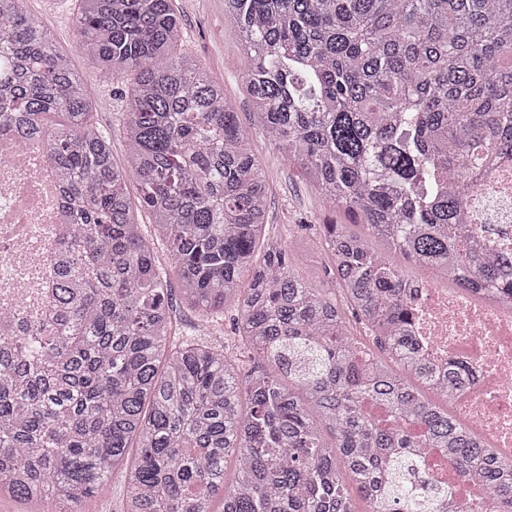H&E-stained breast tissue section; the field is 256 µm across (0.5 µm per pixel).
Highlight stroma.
Here are the masks:
<instances>
[{
  "label": "stroma",
  "mask_w": 512,
  "mask_h": 512,
  "mask_svg": "<svg viewBox=\"0 0 512 512\" xmlns=\"http://www.w3.org/2000/svg\"><path fill=\"white\" fill-rule=\"evenodd\" d=\"M27 10L38 15L57 45L69 52L94 98L112 99L129 86V79L108 80L74 51L73 17L78 0H26ZM175 9L183 23L181 51L202 63L212 78L223 84L233 101L239 121L250 134L254 153L261 160L268 180V229L290 246L299 276L308 282L327 280L331 260L316 231L318 224L333 221L351 223L347 213L330 208L322 196L312 190L302 173L268 141L254 120L252 104L243 78V54L237 31L224 13V0H175ZM308 224L305 237H298V224Z\"/></svg>",
  "instance_id": "35a3bbf8"
}]
</instances>
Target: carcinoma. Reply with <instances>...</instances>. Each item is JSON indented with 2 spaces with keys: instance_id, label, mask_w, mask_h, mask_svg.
I'll use <instances>...</instances> for the list:
<instances>
[{
  "instance_id": "cac0c4a2",
  "label": "carcinoma",
  "mask_w": 512,
  "mask_h": 512,
  "mask_svg": "<svg viewBox=\"0 0 512 512\" xmlns=\"http://www.w3.org/2000/svg\"><path fill=\"white\" fill-rule=\"evenodd\" d=\"M80 2L88 64L134 75L117 129L95 124L38 17L0 0V126L47 141L77 217L53 325L0 337V499L76 512L122 471L120 512H214L218 493L223 512H355L352 484L373 512H449L448 486L416 480L436 457L512 512V461L445 409L470 370L427 364L386 256L512 290V260L480 250L465 215V182L512 153V0H224L270 143L366 228L324 225L321 285L266 234L265 170L224 87L178 52L174 0ZM172 272L193 313L181 327ZM231 308L233 337H211ZM139 221L143 224V234L146 238L153 240L155 245V260L160 266L168 267L170 265V257L166 251L165 245L156 237L154 227L151 223V217L146 211L139 212Z\"/></svg>"
}]
</instances>
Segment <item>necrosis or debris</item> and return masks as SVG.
Returning a JSON list of instances; mask_svg holds the SVG:
<instances>
[{
  "instance_id": "obj_1",
  "label": "necrosis or debris",
  "mask_w": 512,
  "mask_h": 512,
  "mask_svg": "<svg viewBox=\"0 0 512 512\" xmlns=\"http://www.w3.org/2000/svg\"><path fill=\"white\" fill-rule=\"evenodd\" d=\"M474 197L494 196L497 220L481 246L512 254V158L503 157L473 184ZM62 188L47 143L0 129V320L1 336H18L42 322L48 290L62 259ZM410 335L434 365L460 362L470 376L453 403L459 418L502 456L512 457V294L499 288L467 292L440 280L407 279Z\"/></svg>"
}]
</instances>
